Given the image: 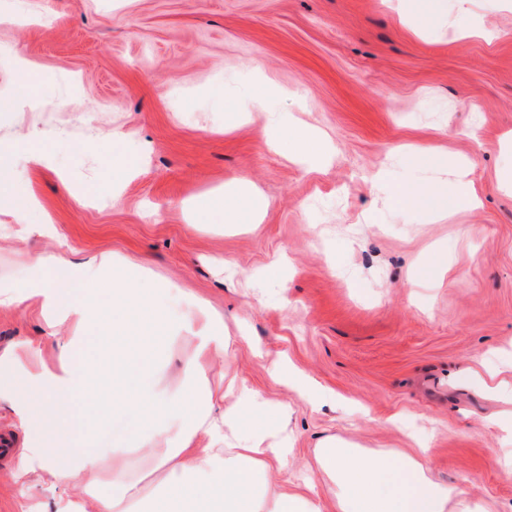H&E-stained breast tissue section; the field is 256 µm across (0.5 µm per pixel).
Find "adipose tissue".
<instances>
[{
	"label": "adipose tissue",
	"mask_w": 512,
	"mask_h": 512,
	"mask_svg": "<svg viewBox=\"0 0 512 512\" xmlns=\"http://www.w3.org/2000/svg\"><path fill=\"white\" fill-rule=\"evenodd\" d=\"M30 171L55 169L39 132H31L22 156L0 153V189L12 182L15 165ZM260 193L246 187L236 202L203 201L198 213L222 210L230 222L261 219ZM18 260L38 272L27 293L0 289V308L38 299L42 315L68 327L54 337L57 363L30 374L23 386L27 408L50 434L51 445L32 448L17 458L19 474L33 476L45 490L67 485L73 493L70 512H144L145 497L130 478L127 442L113 440L112 452L101 451L97 436L102 419L134 418L135 445L143 459L164 473L166 512H323L310 487L288 486L280 475L292 449L288 405H269L262 392L238 378L227 379V403H218L208 384L214 362L227 350L224 321L205 310L189 313L170 325L161 303L143 286L146 262L91 257L82 262L61 250L19 253ZM111 330L104 338L103 330ZM189 334L196 352L181 369L179 383H168L161 365L170 342ZM110 340L112 385L101 388L90 348ZM97 396L103 410L83 407L76 399ZM426 449L392 456L341 448L329 440L314 453V480H329L335 512H452L454 489L435 483L424 463ZM112 480L111 494L98 493L102 477Z\"/></svg>",
	"instance_id": "adipose-tissue-1"
}]
</instances>
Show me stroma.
<instances>
[{
  "label": "stroma",
  "mask_w": 512,
  "mask_h": 512,
  "mask_svg": "<svg viewBox=\"0 0 512 512\" xmlns=\"http://www.w3.org/2000/svg\"><path fill=\"white\" fill-rule=\"evenodd\" d=\"M402 0H0V101L39 72L41 98L0 108V142L41 132L59 168L16 172L63 234L69 257L144 258L170 319L203 301L222 313L225 373L286 403L300 483L328 437L366 450L432 453V478L484 512H512V440L498 423L512 398L482 377L512 375V0H430L425 19ZM262 107H252L254 97ZM306 125L333 147L308 165L267 144L270 119ZM122 140L99 144L97 129ZM410 148L468 157L459 209L436 193L444 174ZM145 156L119 204L104 195L121 160ZM430 196L427 210L387 209L375 175ZM247 182L263 194L259 224H202L197 200ZM44 212V213H45ZM0 240V286L34 276ZM36 308L0 309L9 376L53 365ZM288 358L315 393L274 382ZM39 447L23 406L0 397V434ZM71 491L46 492L0 464V512H63Z\"/></svg>",
  "instance_id": "stroma-1"
}]
</instances>
